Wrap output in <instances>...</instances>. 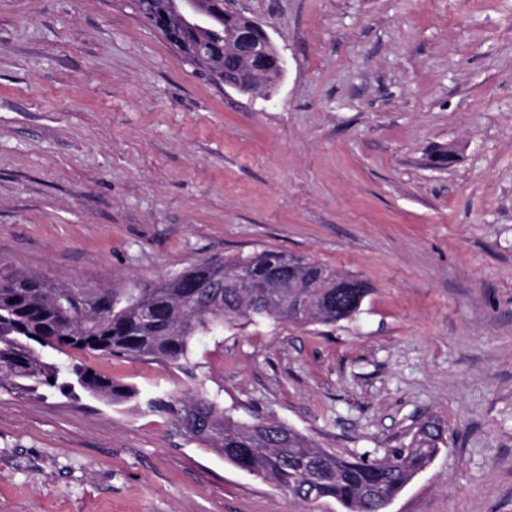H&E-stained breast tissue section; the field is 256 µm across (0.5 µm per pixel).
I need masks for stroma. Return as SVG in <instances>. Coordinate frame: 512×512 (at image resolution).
Here are the masks:
<instances>
[{
  "mask_svg": "<svg viewBox=\"0 0 512 512\" xmlns=\"http://www.w3.org/2000/svg\"><path fill=\"white\" fill-rule=\"evenodd\" d=\"M234 5L288 60L270 93L201 75L129 0H0V262L135 288L271 247L358 276L352 318L196 337V376L345 457L436 423L387 512H512V0ZM87 363L152 395L190 384L150 358ZM0 512L340 508L163 415L1 390Z\"/></svg>",
  "mask_w": 512,
  "mask_h": 512,
  "instance_id": "1",
  "label": "stroma"
}]
</instances>
